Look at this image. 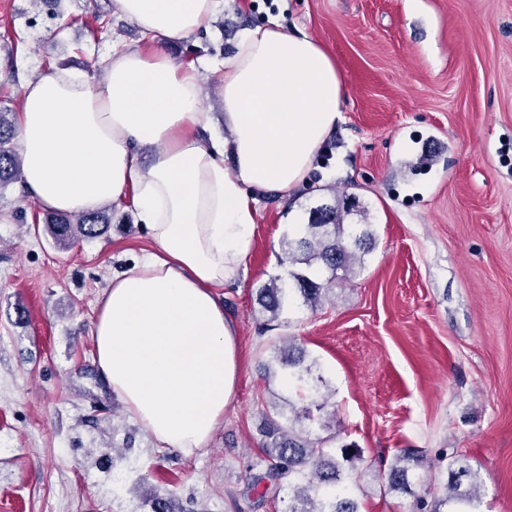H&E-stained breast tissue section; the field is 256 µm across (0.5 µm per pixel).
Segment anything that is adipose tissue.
Segmentation results:
<instances>
[{"label": "adipose tissue", "instance_id": "ef3b65f1", "mask_svg": "<svg viewBox=\"0 0 512 512\" xmlns=\"http://www.w3.org/2000/svg\"><path fill=\"white\" fill-rule=\"evenodd\" d=\"M151 40H182L223 0H115ZM101 78L47 68L21 87L15 147L43 210L69 214L131 198L152 249L113 274L94 325L96 361L156 444L206 448L231 405L238 337L216 290L235 280L259 196L305 181L341 119L331 55L276 20L244 29L221 67L223 142H205L200 76L128 46Z\"/></svg>", "mask_w": 512, "mask_h": 512}]
</instances>
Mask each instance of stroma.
Listing matches in <instances>:
<instances>
[{
  "mask_svg": "<svg viewBox=\"0 0 512 512\" xmlns=\"http://www.w3.org/2000/svg\"><path fill=\"white\" fill-rule=\"evenodd\" d=\"M61 15L0 0V107L49 68L99 75L112 50L143 45L113 0H63ZM275 17L333 55L342 119L305 184L257 204L252 247L218 296L236 324L235 396L194 455L156 447L97 363L93 326L112 274L150 245L130 200L106 236L63 246L19 185L0 189V512H284L250 491L288 337L334 395L335 446L361 451V512H417L458 452L481 476L479 512H512V0H224L210 25L163 42L196 66L210 133L224 135L214 62L242 29ZM335 208L370 225L372 250L317 309L261 332L257 291L282 273L292 216ZM417 455L431 487L387 491L396 456Z\"/></svg>",
  "mask_w": 512,
  "mask_h": 512,
  "instance_id": "1",
  "label": "stroma"
}]
</instances>
